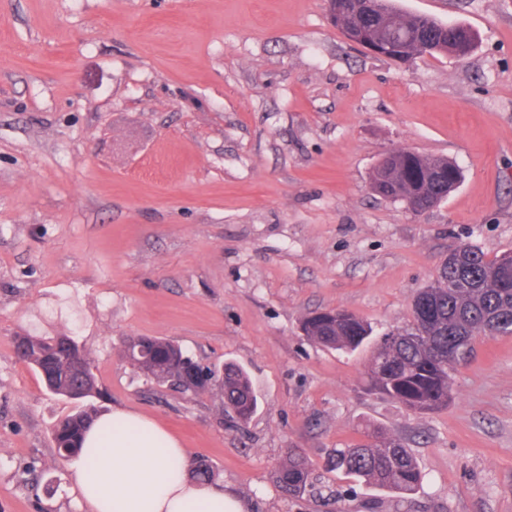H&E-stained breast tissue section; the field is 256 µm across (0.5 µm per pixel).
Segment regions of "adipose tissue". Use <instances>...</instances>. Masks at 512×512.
<instances>
[{
    "label": "adipose tissue",
    "instance_id": "1",
    "mask_svg": "<svg viewBox=\"0 0 512 512\" xmlns=\"http://www.w3.org/2000/svg\"><path fill=\"white\" fill-rule=\"evenodd\" d=\"M84 447L95 468L75 483L88 512H248L223 484L198 483L182 442L157 421L116 409L87 429Z\"/></svg>",
    "mask_w": 512,
    "mask_h": 512
}]
</instances>
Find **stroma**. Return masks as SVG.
<instances>
[{
	"mask_svg": "<svg viewBox=\"0 0 512 512\" xmlns=\"http://www.w3.org/2000/svg\"><path fill=\"white\" fill-rule=\"evenodd\" d=\"M478 35L465 59L399 64L348 42L326 0H0V512H86L55 424L75 401L19 361L14 336H71L101 411L154 418L250 512H512V336L477 337L448 407L370 394L372 344L462 244L512 253V0H396ZM460 171L412 214L370 190L393 149ZM345 308L373 329L346 353L301 319ZM129 336L234 362L258 408L146 382ZM379 429L421 485L332 469ZM298 448L319 490L273 472Z\"/></svg>",
	"mask_w": 512,
	"mask_h": 512,
	"instance_id": "1",
	"label": "stroma"
}]
</instances>
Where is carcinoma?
<instances>
[{
	"label": "carcinoma",
	"instance_id": "cac0c4a2",
	"mask_svg": "<svg viewBox=\"0 0 512 512\" xmlns=\"http://www.w3.org/2000/svg\"><path fill=\"white\" fill-rule=\"evenodd\" d=\"M351 7L333 25L359 24L364 36L389 55L456 57L475 47L477 37L471 28L405 12L392 0H355ZM458 178V169L446 158L396 149L375 167L371 188L390 201L418 197L434 207L448 197ZM411 314L408 324L386 334L373 351L367 388L423 414L448 405L453 395L448 366L465 359L477 337L512 335V255L489 259L472 245L459 246L441 263L434 283L414 297ZM301 330L322 347L349 352L371 335L366 322L342 308L305 316ZM14 346L18 359L40 375L48 391L82 402L53 430L61 458L80 455L84 433L98 415L90 402L97 385L88 354L69 336L18 335ZM123 347L124 357L150 382L184 394L213 392L242 422L257 408L250 377L233 363L218 372L205 369L178 342L162 337H131ZM365 437L361 443L335 449L330 464L380 489L406 493L420 484L418 464L400 438L379 430L368 431ZM274 481L293 496L314 486L310 463L296 448L286 450Z\"/></svg>",
	"mask_w": 512,
	"mask_h": 512
}]
</instances>
